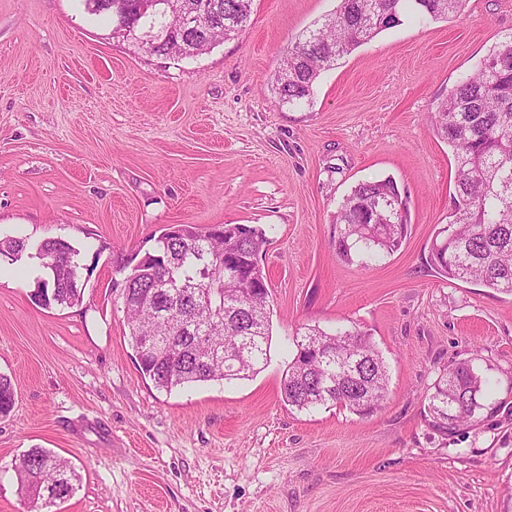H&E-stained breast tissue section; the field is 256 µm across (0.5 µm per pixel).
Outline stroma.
Listing matches in <instances>:
<instances>
[{"instance_id": "1", "label": "stroma", "mask_w": 512, "mask_h": 512, "mask_svg": "<svg viewBox=\"0 0 512 512\" xmlns=\"http://www.w3.org/2000/svg\"><path fill=\"white\" fill-rule=\"evenodd\" d=\"M338 0H253L232 39L191 58L112 35L80 0H0V235L62 237L93 265L83 301L47 309L32 259L0 255V512H29L15 464L54 451L80 475L56 512H512V296L450 280L431 244L455 164L429 114L512 34V0L400 22L338 60L310 103L272 78ZM393 178L408 234L372 266L336 255L334 215ZM168 224H248L272 312L253 378L165 393L144 377L112 282ZM357 327L384 357L374 413L281 396L301 327ZM469 360L492 391L442 433L428 394Z\"/></svg>"}]
</instances>
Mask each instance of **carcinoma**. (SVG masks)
Wrapping results in <instances>:
<instances>
[{
    "instance_id": "carcinoma-1",
    "label": "carcinoma",
    "mask_w": 512,
    "mask_h": 512,
    "mask_svg": "<svg viewBox=\"0 0 512 512\" xmlns=\"http://www.w3.org/2000/svg\"><path fill=\"white\" fill-rule=\"evenodd\" d=\"M91 16L117 21L116 13L137 16L134 34L151 27L153 54L192 57L237 35L248 23L253 0H206L213 24L204 35L181 29L160 12L138 15L137 0H81ZM464 0H340L320 27L306 31L289 48L275 79L279 99L308 101L321 73L359 45L413 13L434 20L461 10ZM436 134L452 149L455 193L448 226L436 234L431 261L439 274L476 282L512 295V41L492 49L472 74L458 81L430 113ZM336 255L368 261L398 250L408 232L409 209L391 178L357 184L336 215ZM266 243L265 232L235 224L211 234L195 224L178 231L166 226L154 253L123 266L130 282L124 311L131 345L142 374L170 392L211 381L256 376L270 357L268 291L263 269L253 257ZM36 258L47 279L39 284L45 308L73 307L84 295L81 251L63 238L31 244L0 237V255ZM237 266H224L227 256ZM296 353L282 380V399L299 411L329 403L355 414L372 413L388 390L386 364L359 329L326 332L308 326L293 338ZM489 381L468 361L443 370L429 396L433 426L446 430L471 419L484 407ZM15 403L12 378L0 374V416ZM21 489L40 506L74 493L78 474L67 460L46 448H31L16 464Z\"/></svg>"
}]
</instances>
